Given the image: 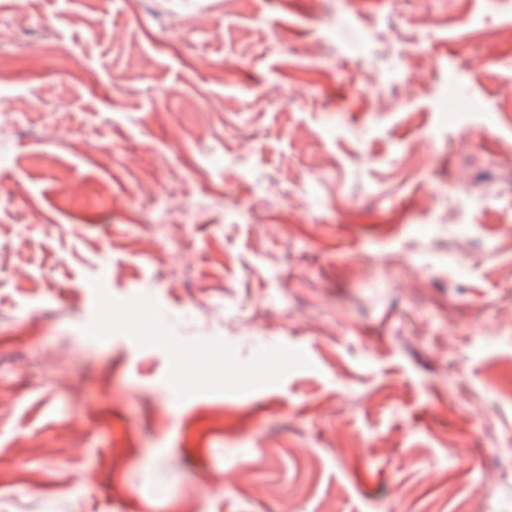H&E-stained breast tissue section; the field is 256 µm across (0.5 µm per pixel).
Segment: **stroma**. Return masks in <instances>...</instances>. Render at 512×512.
<instances>
[{
    "label": "stroma",
    "instance_id": "1",
    "mask_svg": "<svg viewBox=\"0 0 512 512\" xmlns=\"http://www.w3.org/2000/svg\"><path fill=\"white\" fill-rule=\"evenodd\" d=\"M0 57V512H512V0H0Z\"/></svg>",
    "mask_w": 512,
    "mask_h": 512
}]
</instances>
